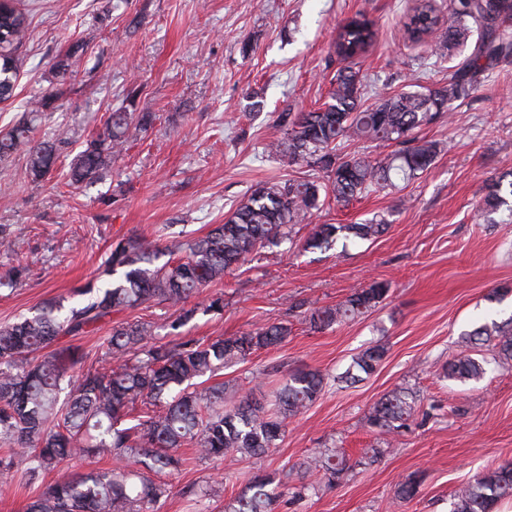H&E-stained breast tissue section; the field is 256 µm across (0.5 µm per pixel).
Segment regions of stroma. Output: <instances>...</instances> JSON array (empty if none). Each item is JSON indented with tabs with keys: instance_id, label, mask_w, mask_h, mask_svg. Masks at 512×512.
Returning a JSON list of instances; mask_svg holds the SVG:
<instances>
[{
	"instance_id": "obj_1",
	"label": "stroma",
	"mask_w": 512,
	"mask_h": 512,
	"mask_svg": "<svg viewBox=\"0 0 512 512\" xmlns=\"http://www.w3.org/2000/svg\"><path fill=\"white\" fill-rule=\"evenodd\" d=\"M29 14V33L17 52L12 96L0 102V136L32 103L47 97L35 138L67 131L45 180L32 181L26 157L0 158V227L12 250L0 252V276L27 270L0 288V324L48 301L73 297L101 271L111 244L127 238L166 245L189 240L223 223L256 184L288 177L266 146L281 135L282 112L326 101L338 64L331 43L338 28L361 15L376 38L359 60L371 80L368 102L421 84L444 83L478 42L470 37L452 59L432 55L428 42L402 39L408 0H10ZM250 52H243V42ZM75 52L79 66L62 77L53 65ZM474 97L456 103L420 136L437 142L431 167L396 189L370 192L343 205L326 199L312 221L390 223L382 237L330 251L295 256L276 248L253 253L223 281L188 299L201 307L224 299L222 313L197 315L185 335L209 340L271 321L292 328L287 342L224 368L220 378L239 395L267 391L289 371L317 368L328 384L303 413L289 420L278 448L266 455L201 459L184 449L170 495L157 512H223L247 477L284 482L296 464L325 448L343 451L355 467L334 484L310 473L301 500L277 502L274 512H450L455 490L484 469L512 462V363L492 366L479 381L443 377L461 350V331L512 317V211H480L487 179L512 170V54L480 77ZM134 103H127L128 92ZM262 101L261 109L251 107ZM154 115L152 126L112 162L97 183L74 187L69 163L83 142L123 107ZM375 281L388 295L368 312L324 332L310 331L307 309L343 301L351 289ZM497 288L502 302L489 301ZM177 308L145 304L113 313L85 336L63 337L78 348L81 367L107 368L101 344L113 325L153 323L171 340ZM386 354L363 381L341 375L365 348ZM418 391L420 411L395 441L367 428L369 407L398 386ZM380 461L360 464L365 449ZM110 455L64 462L35 482L22 473L0 482V512H24L59 473L104 470ZM421 478L416 496L396 502V485Z\"/></svg>"
}]
</instances>
